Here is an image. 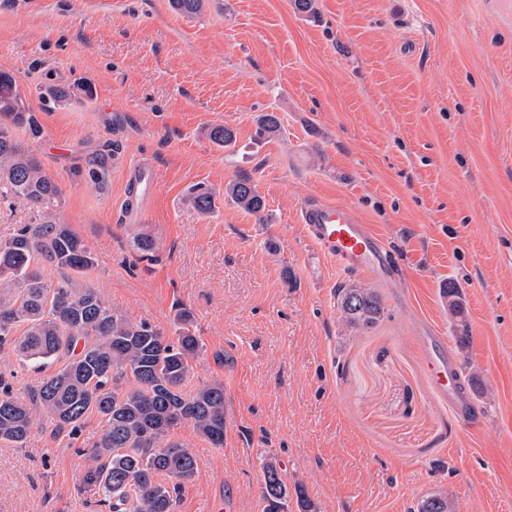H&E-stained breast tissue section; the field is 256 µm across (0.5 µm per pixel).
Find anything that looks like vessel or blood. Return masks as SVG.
I'll return each instance as SVG.
<instances>
[{
	"instance_id": "obj_1",
	"label": "vessel or blood",
	"mask_w": 512,
	"mask_h": 512,
	"mask_svg": "<svg viewBox=\"0 0 512 512\" xmlns=\"http://www.w3.org/2000/svg\"><path fill=\"white\" fill-rule=\"evenodd\" d=\"M126 183L128 203L135 206L154 193L158 177L151 166L136 164L128 168ZM300 220L318 256L337 269L377 278L394 275L395 264L383 237L369 225L358 223L350 207L311 200L303 204ZM425 366L435 398L447 401L460 424L472 423L474 403L463 390L458 358L450 353H431Z\"/></svg>"
}]
</instances>
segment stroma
Listing matches in <instances>:
<instances>
[{
	"label": "stroma",
	"mask_w": 512,
	"mask_h": 512,
	"mask_svg": "<svg viewBox=\"0 0 512 512\" xmlns=\"http://www.w3.org/2000/svg\"><path fill=\"white\" fill-rule=\"evenodd\" d=\"M0 0V72L35 112L18 130L62 194L53 209L95 253L74 273L130 322L170 330L190 309L204 345L189 389L224 386L223 447L174 431L196 457L174 512H264L262 464L277 459L318 512H410L444 491L457 512H512V17L493 0ZM88 85L63 102L50 83ZM276 113L280 135L255 139ZM222 124L234 149L203 135ZM158 174L125 210L127 166ZM105 167L103 180H91ZM253 179L268 222L224 199L203 216L188 189ZM350 206L389 244L383 280L315 259L308 200ZM153 252L134 246L139 233ZM375 288L374 327L340 320L335 291ZM460 290L465 355L481 394L463 429L432 397L421 338L459 334L443 295ZM35 371L0 345V379L30 399ZM101 418L77 435L40 418L0 443V512H109L82 485Z\"/></svg>",
	"instance_id": "stroma-1"
}]
</instances>
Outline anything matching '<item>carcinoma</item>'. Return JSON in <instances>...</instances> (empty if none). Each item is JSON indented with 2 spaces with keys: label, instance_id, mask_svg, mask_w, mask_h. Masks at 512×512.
Wrapping results in <instances>:
<instances>
[{
  "label": "carcinoma",
  "instance_id": "1",
  "mask_svg": "<svg viewBox=\"0 0 512 512\" xmlns=\"http://www.w3.org/2000/svg\"><path fill=\"white\" fill-rule=\"evenodd\" d=\"M207 0H170L187 16L204 11ZM0 185L19 200L44 205L60 195L58 184L14 129L40 132L37 118L26 109L14 77L0 72ZM281 132V119L264 112L257 120V138ZM205 137L219 148L236 144V133L211 126ZM224 199L268 221L266 203L251 177L241 175L224 185ZM185 201L198 213L215 208L216 192L192 186ZM96 263L84 241L52 213L39 224H24L0 241V345L15 344L17 354L36 367L62 357L61 369L38 388L36 402L15 398L0 380V442L23 444L37 418L47 417L75 435L85 416L101 415V431L90 452L83 481L106 496L112 512H173L182 485L195 476L196 462L175 439V428L190 423L209 443L224 445V386L205 384L188 394L192 360L203 345L192 330L193 314L180 307L170 334L148 324L135 325L109 306L95 288H78L69 272ZM56 272L52 280L42 269ZM448 310L466 327L458 288L448 285ZM341 321L350 328H370L384 316L374 288L345 285L336 291ZM133 382L130 388L122 383ZM265 512H288V485L275 460L262 466ZM416 512H455L448 493L424 495Z\"/></svg>",
  "mask_w": 512,
  "mask_h": 512
}]
</instances>
